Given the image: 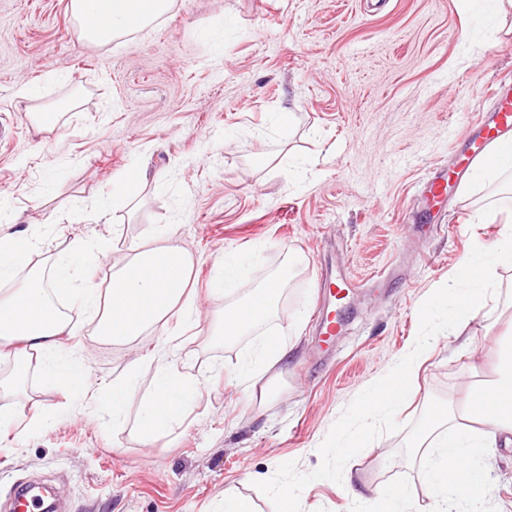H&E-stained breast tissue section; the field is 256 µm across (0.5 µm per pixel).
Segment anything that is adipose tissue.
<instances>
[{"instance_id":"obj_1","label":"adipose tissue","mask_w":512,"mask_h":512,"mask_svg":"<svg viewBox=\"0 0 512 512\" xmlns=\"http://www.w3.org/2000/svg\"><path fill=\"white\" fill-rule=\"evenodd\" d=\"M172 4L173 0H70V9L80 40L98 45L148 26ZM478 176L499 187L501 198L485 210L483 221L501 225L502 232L493 243L477 244L466 257L469 277L454 278L450 287L440 289L437 302L422 310L424 321L443 326L445 333L457 338L484 313L490 301L497 299L498 268L512 264V143L495 148L481 163ZM157 240L155 248L134 249L129 260L113 273L111 286L103 294L91 280H77L67 264L53 265L46 275L25 270L29 238L19 232L1 236L0 284H9L10 289L0 293V345L23 341L32 350L51 354L58 337L72 332L60 310L62 302L72 298L93 307L107 302L98 322L99 335L107 339L140 335L176 307L186 321H193L196 300L181 286L190 260L183 250L170 244L168 232H161ZM284 285V277L273 278L234 309L225 311L222 336L230 340L266 323ZM421 352V346H414L381 381L364 388L361 401L369 411L389 414L399 408ZM491 355L496 379L487 390L492 399L465 398L470 424L458 422L441 410L431 416L432 422L448 424L447 433L440 435L426 462L436 512H454L460 501L480 505L487 486L483 466L487 450L499 434L512 433V341L496 342ZM198 388V381L177 370L161 368L145 407L147 432L169 428L177 411L195 399Z\"/></svg>"}]
</instances>
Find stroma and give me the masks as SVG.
I'll use <instances>...</instances> for the list:
<instances>
[{"label":"stroma","instance_id":"stroma-1","mask_svg":"<svg viewBox=\"0 0 512 512\" xmlns=\"http://www.w3.org/2000/svg\"><path fill=\"white\" fill-rule=\"evenodd\" d=\"M69 3L0 0V216L34 237L30 267L76 259L102 290L167 228L192 257L198 320L174 311L113 341L71 304L56 361L83 358L87 378L63 389L37 354L23 389L0 395V503L36 480L67 512H223L228 493L280 512L274 489L290 485L296 512H367L390 489L406 492L405 512H435L412 440L429 410L493 379L485 348L512 331V266L467 347L430 341L398 414H367L360 394L423 335L422 307L475 243L501 231L475 218L491 186L449 193L439 232L414 219L433 171L455 166L451 142L492 110L494 85L512 89V14L460 0H174L144 29L89 46ZM24 85L64 105L56 129L33 128ZM291 159L303 176L285 173ZM138 166L160 180L127 191ZM96 241L106 255H80ZM228 258L242 260L241 281L218 295ZM287 267L270 320L219 336L225 308ZM328 270L359 288L319 292ZM334 309L343 328L325 343L318 315ZM268 335L291 350L273 378L252 358ZM164 365L201 380L200 395L149 434ZM125 375L116 420L102 393ZM343 428L359 445L332 453ZM486 468L481 512H512V445L497 441Z\"/></svg>","mask_w":512,"mask_h":512}]
</instances>
